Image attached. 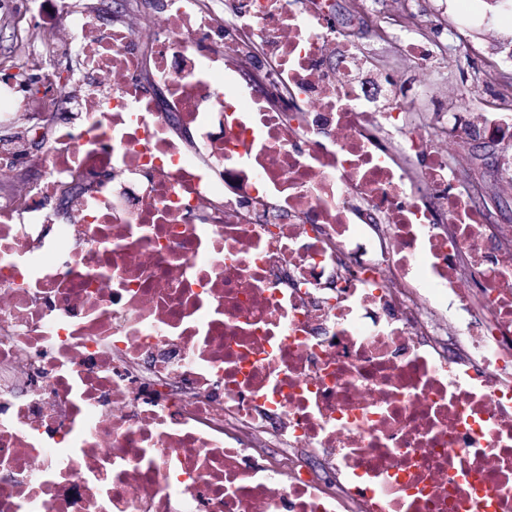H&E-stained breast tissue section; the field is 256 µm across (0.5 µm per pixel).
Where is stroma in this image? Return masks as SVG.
Wrapping results in <instances>:
<instances>
[{
	"instance_id": "35a3bbf8",
	"label": "stroma",
	"mask_w": 512,
	"mask_h": 512,
	"mask_svg": "<svg viewBox=\"0 0 512 512\" xmlns=\"http://www.w3.org/2000/svg\"><path fill=\"white\" fill-rule=\"evenodd\" d=\"M29 0H8L0 7V67H17L39 90L40 100L30 102L11 126L0 127V137L14 138L26 128L39 124L53 127L58 113L48 111L46 96L55 91L46 83L42 71L53 72L78 89V76L84 58L73 53L53 57L46 49L50 40L48 22L29 11ZM75 11L95 10L97 20L112 26L124 16L145 17L152 28H160L164 16L161 0H124L126 7L116 11L113 0H67ZM368 14H354L353 0H332L333 21L338 30L357 31L360 23L382 28L383 37L359 39L362 51L384 67V77L393 89L404 92L406 103L414 104L421 114L453 112L462 122L472 113L497 108L501 95L512 92V53L505 47L512 41V0H500L490 6L487 0H471L479 21L467 23L458 0H366ZM412 11L424 25L430 39L438 41L441 56L431 67L415 66L389 38L391 30L404 24L405 11ZM449 162L457 165L464 190L472 205L488 224L512 226V141L474 135L466 140L448 139L443 144Z\"/></svg>"
}]
</instances>
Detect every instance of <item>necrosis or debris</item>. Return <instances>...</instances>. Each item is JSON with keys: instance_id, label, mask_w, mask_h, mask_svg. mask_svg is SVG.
Listing matches in <instances>:
<instances>
[{"instance_id": "4bbe7bcc", "label": "necrosis or debris", "mask_w": 512, "mask_h": 512, "mask_svg": "<svg viewBox=\"0 0 512 512\" xmlns=\"http://www.w3.org/2000/svg\"><path fill=\"white\" fill-rule=\"evenodd\" d=\"M290 4L164 0L162 110L136 19L53 0L84 91L0 143L40 170L0 199V512H512V228L437 146L512 111L408 138L329 0Z\"/></svg>"}]
</instances>
